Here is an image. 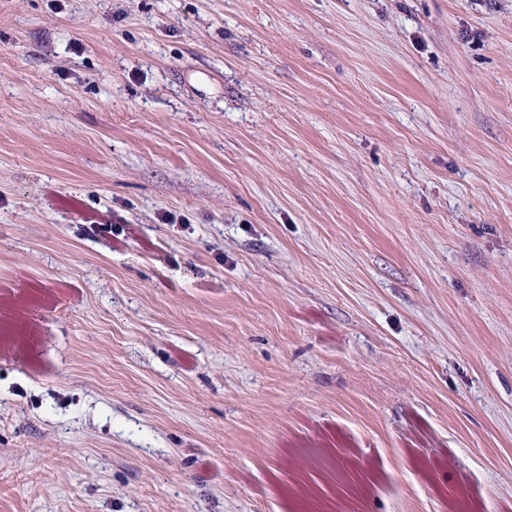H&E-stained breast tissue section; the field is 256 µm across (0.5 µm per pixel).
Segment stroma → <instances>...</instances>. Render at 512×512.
I'll list each match as a JSON object with an SVG mask.
<instances>
[{"instance_id": "obj_1", "label": "stroma", "mask_w": 512, "mask_h": 512, "mask_svg": "<svg viewBox=\"0 0 512 512\" xmlns=\"http://www.w3.org/2000/svg\"><path fill=\"white\" fill-rule=\"evenodd\" d=\"M0 512H512V0H0Z\"/></svg>"}]
</instances>
